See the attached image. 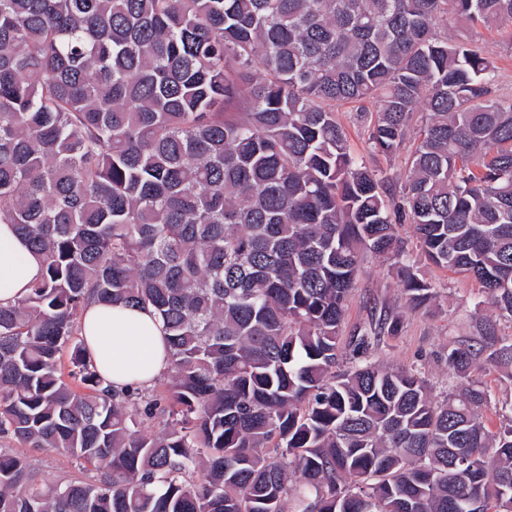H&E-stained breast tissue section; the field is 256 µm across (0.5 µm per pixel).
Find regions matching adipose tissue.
<instances>
[{
    "label": "adipose tissue",
    "mask_w": 512,
    "mask_h": 512,
    "mask_svg": "<svg viewBox=\"0 0 512 512\" xmlns=\"http://www.w3.org/2000/svg\"><path fill=\"white\" fill-rule=\"evenodd\" d=\"M41 274L40 256L10 225L0 224V302L25 297ZM81 328L91 358L115 388L152 384L169 367L162 325L151 309L94 301Z\"/></svg>",
    "instance_id": "obj_1"
}]
</instances>
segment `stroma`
Here are the masks:
<instances>
[{"label": "stroma", "mask_w": 512, "mask_h": 512, "mask_svg": "<svg viewBox=\"0 0 512 512\" xmlns=\"http://www.w3.org/2000/svg\"><path fill=\"white\" fill-rule=\"evenodd\" d=\"M476 40L497 67V90L501 96L512 97V38L497 30H480ZM345 127L350 151L372 169L396 178L405 168V155L385 158L371 152L368 132L357 120L351 106L336 108ZM405 253L417 260L424 277L432 284L435 297L426 309L402 311V288L390 260L373 253H363L362 274L352 291L343 324L342 337L350 339L360 327L392 310L402 311L397 335L383 337L372 358L400 368H414L429 385L434 398L448 394L453 380L448 374L445 355L448 349L468 345L476 340L479 315H493L484 302L477 281L454 273L428 261L409 225L398 228ZM471 376L486 387L490 398L481 409L484 423L493 430L504 424L507 404L512 403V383L503 378L502 370L477 360Z\"/></svg>", "instance_id": "stroma-1"}]
</instances>
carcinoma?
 Masks as SVG:
<instances>
[{
    "instance_id": "cac0c4a2",
    "label": "carcinoma",
    "mask_w": 512,
    "mask_h": 512,
    "mask_svg": "<svg viewBox=\"0 0 512 512\" xmlns=\"http://www.w3.org/2000/svg\"><path fill=\"white\" fill-rule=\"evenodd\" d=\"M460 22L511 28L512 0H0V224L43 261L0 304V512H512V418L489 430L471 379L481 355L512 378L492 318L448 350L446 400L388 363L336 373L361 252L394 259L404 309L433 298L398 224L512 318V98ZM338 103L376 154L413 140L402 195ZM95 300L158 315L153 386L97 372ZM336 113L339 121L345 127L350 151L353 156L363 160L367 166L375 170H382L393 177L394 187L399 189L401 180L399 175L403 173L408 155V145L399 155L392 158L378 156L370 151L367 129L357 120L354 110L349 105H336ZM32 460L48 479L66 474H79L75 462L63 453L44 448H14Z\"/></svg>"
}]
</instances>
